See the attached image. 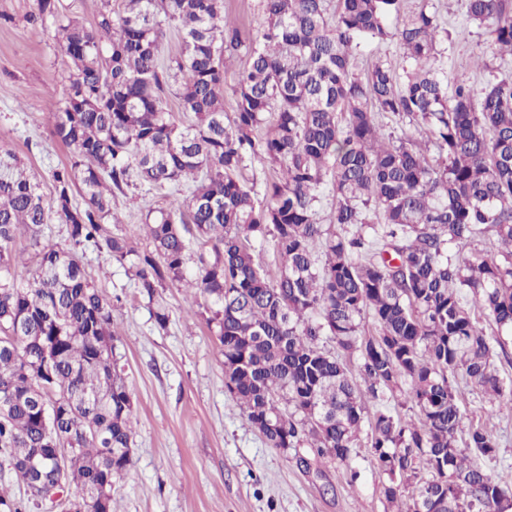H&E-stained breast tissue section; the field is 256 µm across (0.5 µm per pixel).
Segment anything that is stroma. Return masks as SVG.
<instances>
[{
  "label": "stroma",
  "instance_id": "obj_1",
  "mask_svg": "<svg viewBox=\"0 0 512 512\" xmlns=\"http://www.w3.org/2000/svg\"><path fill=\"white\" fill-rule=\"evenodd\" d=\"M448 34L439 47L448 75H467L475 87L512 77V56L500 53L486 28L469 21L465 0H432ZM37 0H0V145L25 159L51 194L53 169L68 149L54 135L70 63L54 38L55 24L33 30L27 22ZM481 58L484 69L473 67ZM169 188L135 189L113 199L119 225L139 224L148 209L176 200ZM85 270L114 310V352L131 393L132 461L115 486L119 512H395L374 464L369 429H362L346 460L319 463L307 448L269 447L234 407L224 388V358L206 324L204 307L187 313L181 288L160 289L157 303L139 297L124 267L107 253L87 251ZM169 313L158 326L157 307ZM454 386L468 424L498 439L491 457L476 456L512 496V413L492 412L465 376ZM311 461L301 467L300 458Z\"/></svg>",
  "mask_w": 512,
  "mask_h": 512
}]
</instances>
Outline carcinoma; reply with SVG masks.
Wrapping results in <instances>:
<instances>
[{
	"mask_svg": "<svg viewBox=\"0 0 512 512\" xmlns=\"http://www.w3.org/2000/svg\"><path fill=\"white\" fill-rule=\"evenodd\" d=\"M402 3L260 0L226 120L224 74L242 41L224 0H122L118 11L101 0L92 27L38 0L31 24L56 18L72 68L55 121L69 160L52 173L50 202L16 153L0 150V453L23 487L34 479L27 461L44 455L43 480L116 512L115 482L131 463L113 305L76 252L92 247L129 263L150 303L183 282L191 302L216 306L207 323L224 387L270 447L343 461L367 422L390 476L386 499L417 488L400 512H506L505 490L469 462L497 441L481 425L458 440L464 415L449 378L463 373L512 410L495 348L466 306L469 297L512 330V78L479 91L465 77L448 82L440 17L424 4L392 29ZM466 13L512 56V0H466ZM167 24L182 45L162 64ZM387 40L398 64L358 57ZM172 89L191 124L166 110ZM380 113L423 132L438 161L416 138L382 133ZM255 156L278 170L259 205L241 179ZM326 185L335 205L321 224ZM166 186L185 200L108 231L113 197ZM49 224L65 226L72 249L45 238ZM486 231L500 256L473 247ZM259 236L273 242L274 279L255 258ZM190 237L215 259L198 254L188 276ZM367 317L374 336L360 334ZM328 341L358 358L367 396ZM409 401L417 411L406 418L396 407ZM45 405L53 417H42Z\"/></svg>",
	"mask_w": 512,
	"mask_h": 512,
	"instance_id": "1",
	"label": "carcinoma"
}]
</instances>
